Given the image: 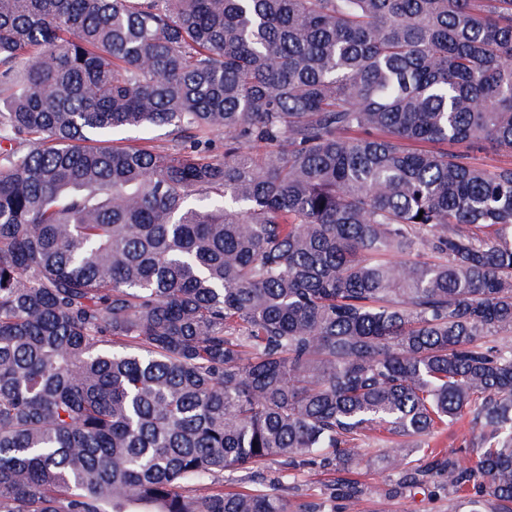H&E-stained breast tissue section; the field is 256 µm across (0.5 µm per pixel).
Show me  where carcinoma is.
Returning a JSON list of instances; mask_svg holds the SVG:
<instances>
[{"label":"carcinoma","instance_id":"carcinoma-1","mask_svg":"<svg viewBox=\"0 0 512 512\" xmlns=\"http://www.w3.org/2000/svg\"><path fill=\"white\" fill-rule=\"evenodd\" d=\"M479 142L512 152V0H0V512H288L220 477L377 430L392 493L512 512ZM464 416L474 463L408 466Z\"/></svg>","mask_w":512,"mask_h":512}]
</instances>
